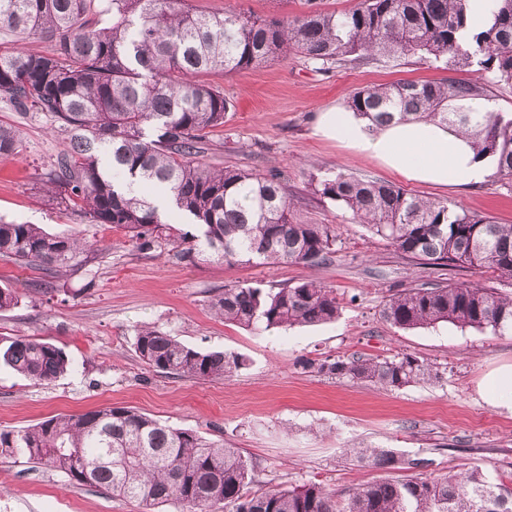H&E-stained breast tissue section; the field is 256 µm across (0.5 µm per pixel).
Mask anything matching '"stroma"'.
<instances>
[{
	"instance_id": "35a3bbf8",
	"label": "stroma",
	"mask_w": 512,
	"mask_h": 512,
	"mask_svg": "<svg viewBox=\"0 0 512 512\" xmlns=\"http://www.w3.org/2000/svg\"><path fill=\"white\" fill-rule=\"evenodd\" d=\"M199 12L227 8L258 15H297L304 0H189ZM443 64L416 57L384 65L315 71L289 56L230 75L210 76L232 99L224 123L208 135L205 160L216 167L280 172L294 200V221L331 224V261L196 265L137 252L123 232L91 222L54 199L47 175L66 145L46 118L0 99V123L20 134L14 157L0 159V220L36 224L93 244L92 260L78 273L60 271L62 292L34 291L37 269L0 258V288L19 304L0 311V338L37 336L62 347L69 370L47 385L33 384L0 363V429L18 430L57 414L106 406L129 407L177 428L224 440L257 466L263 482L298 485L312 480L337 495L382 477V470L350 461L352 448H392L406 458L428 459V475L481 468L512 481V410L485 395L491 373L512 365V335L495 336L441 323L402 330L386 323L389 295L424 282L429 271L401 257L343 208L320 201L310 172L342 170L451 204L455 209L512 224V193L488 181L467 188L414 182L376 160L352 154L315 130L320 108L345 106L353 92L403 81L448 79ZM314 277L341 302L336 321L288 330L248 329L214 317L218 289L292 285ZM148 323L181 343L247 357L232 377L198 381L149 369L133 347L136 325ZM410 353L443 368L440 381L386 390L304 372L303 358ZM0 512H147L142 504L79 486L62 473L22 457H0Z\"/></svg>"
}]
</instances>
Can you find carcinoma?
I'll return each mask as SVG.
<instances>
[{"label": "carcinoma", "instance_id": "cac0c4a2", "mask_svg": "<svg viewBox=\"0 0 512 512\" xmlns=\"http://www.w3.org/2000/svg\"><path fill=\"white\" fill-rule=\"evenodd\" d=\"M469 0H358L344 13L311 9L289 17L248 11L196 13L187 0H0V26L19 37L55 41L51 56L0 50V96L44 113L68 140L48 183L67 206L97 224L122 229L140 252L195 264L307 266L331 260L336 228L290 217L286 184L274 171L214 168L203 161L208 130L234 107L207 73H236L303 55L318 70L396 58L445 61L469 78L400 82L354 92L347 108L377 128L395 117L438 119L468 135L478 153L497 157L495 178L512 187V115L490 105L495 87H512V0H486L487 20L466 38ZM152 127L155 138L146 140ZM15 128L0 125V157L18 153ZM159 184L189 219L168 224L137 188ZM313 193L419 265H468L512 281V224H496L448 203L343 171L312 176ZM91 245L52 235L36 224L0 222V256L43 270L55 287L63 268L77 273ZM211 311L246 328L287 330L336 319V292L314 280L292 286H226ZM383 319L399 329L451 323L512 335V295L478 283L432 279L386 299ZM134 348L150 369L199 381L222 380L247 366L245 356L199 350L149 325L134 329ZM0 359L37 384L69 366L65 351L44 338L17 336L0 344ZM336 380L399 390L440 377L408 353L300 361ZM0 449L71 482L103 488L148 507L175 512H512V486L482 469L430 478H382L343 502L322 484H266L252 489L256 466L222 440L175 428L128 407H105L49 418L23 430L0 429ZM351 461L391 470L418 469L391 448H354Z\"/></svg>", "mask_w": 512, "mask_h": 512}]
</instances>
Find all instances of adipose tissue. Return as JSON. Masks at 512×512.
Instances as JSON below:
<instances>
[{
	"label": "adipose tissue",
	"instance_id": "ef3b65f1",
	"mask_svg": "<svg viewBox=\"0 0 512 512\" xmlns=\"http://www.w3.org/2000/svg\"><path fill=\"white\" fill-rule=\"evenodd\" d=\"M316 130L417 182L443 187L475 185L486 181L494 168L490 158H477L465 134L438 121L397 120L372 131L365 117L329 106L320 109Z\"/></svg>",
	"mask_w": 512,
	"mask_h": 512
}]
</instances>
